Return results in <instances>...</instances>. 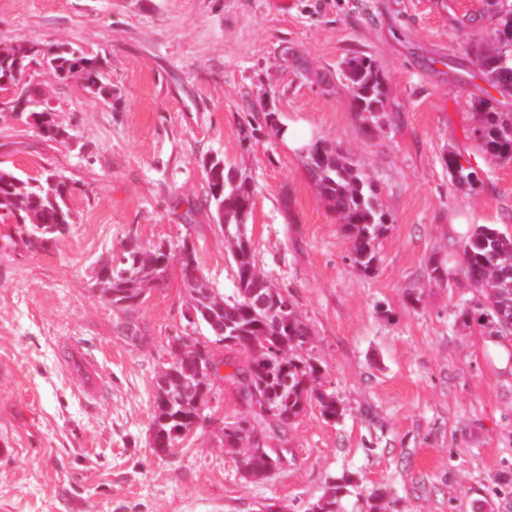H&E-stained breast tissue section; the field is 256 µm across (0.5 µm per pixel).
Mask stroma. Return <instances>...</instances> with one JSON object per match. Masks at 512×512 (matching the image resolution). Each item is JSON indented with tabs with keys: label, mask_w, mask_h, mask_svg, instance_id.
Returning a JSON list of instances; mask_svg holds the SVG:
<instances>
[{
	"label": "stroma",
	"mask_w": 512,
	"mask_h": 512,
	"mask_svg": "<svg viewBox=\"0 0 512 512\" xmlns=\"http://www.w3.org/2000/svg\"><path fill=\"white\" fill-rule=\"evenodd\" d=\"M493 0H0V47L18 40L98 56L112 97L49 69L33 80L69 139L47 142L20 112H0V162L25 177L51 168L73 188L74 222L50 249L13 243L0 221V512H305L330 481L356 479L346 512L390 490L399 512H512V372L489 329L465 319L477 293L461 246L488 224L512 234V160L468 137L492 87L467 47L463 15ZM376 60L389 86L381 119L363 122L345 63ZM347 151L392 219L373 274L311 182L302 156L271 131L244 140L250 110ZM480 174L470 191L445 163ZM245 170L248 226L264 275L287 289L314 331L304 352L342 406L309 408L288 431V463L240 477L218 441L243 413L217 380L199 428L174 452L150 445L154 376L172 336L206 340L187 321L178 264L134 310L96 291L129 239L189 244L210 286L233 287L207 163ZM448 279L430 283L433 259ZM80 347L101 370L92 399L65 363Z\"/></svg>",
	"instance_id": "obj_1"
}]
</instances>
